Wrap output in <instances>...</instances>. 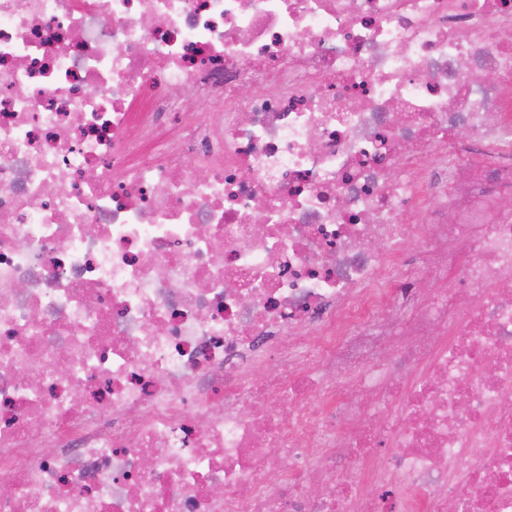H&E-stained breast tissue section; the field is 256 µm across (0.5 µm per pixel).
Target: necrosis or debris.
I'll use <instances>...</instances> for the list:
<instances>
[{
	"label": "necrosis or debris",
	"mask_w": 512,
	"mask_h": 512,
	"mask_svg": "<svg viewBox=\"0 0 512 512\" xmlns=\"http://www.w3.org/2000/svg\"><path fill=\"white\" fill-rule=\"evenodd\" d=\"M0 512H512V0H0Z\"/></svg>",
	"instance_id": "4bbe7bcc"
}]
</instances>
